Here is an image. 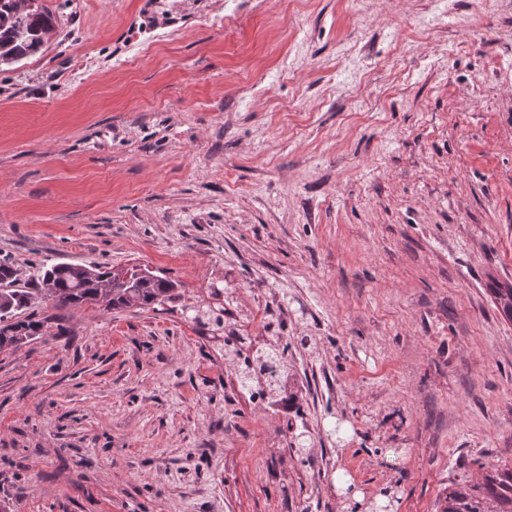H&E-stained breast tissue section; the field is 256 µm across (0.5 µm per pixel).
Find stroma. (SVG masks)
<instances>
[{"mask_svg": "<svg viewBox=\"0 0 512 512\" xmlns=\"http://www.w3.org/2000/svg\"><path fill=\"white\" fill-rule=\"evenodd\" d=\"M3 259L177 284L35 299L8 512H442L512 468V0H67L0 68Z\"/></svg>", "mask_w": 512, "mask_h": 512, "instance_id": "stroma-1", "label": "stroma"}]
</instances>
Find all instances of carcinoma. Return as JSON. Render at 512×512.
<instances>
[{"mask_svg": "<svg viewBox=\"0 0 512 512\" xmlns=\"http://www.w3.org/2000/svg\"><path fill=\"white\" fill-rule=\"evenodd\" d=\"M57 9L48 0H0V65H11L38 53L45 38L56 29ZM112 281V295L103 301L107 310L152 308L171 299L176 283L151 272L135 268L115 275L105 265H97L96 274L87 276L67 263L43 267L38 288L31 291L16 285V274L7 261H0V348L19 346L45 335L44 322L20 317L32 305L35 292L50 293L60 308L76 307L94 300L100 286ZM267 373V381L278 376L274 357L259 356L252 370L244 372V380H252L256 372ZM486 495L500 505L512 506V469L497 474L485 484ZM443 512H490L474 488L462 486L448 493V506Z\"/></svg>", "mask_w": 512, "mask_h": 512, "instance_id": "carcinoma-1", "label": "carcinoma"}]
</instances>
